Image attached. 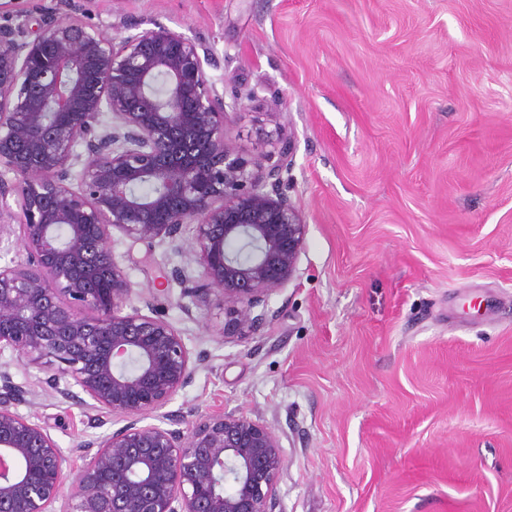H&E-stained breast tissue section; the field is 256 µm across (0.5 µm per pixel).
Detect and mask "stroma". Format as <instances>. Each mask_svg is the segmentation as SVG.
Masks as SVG:
<instances>
[{"label": "stroma", "mask_w": 512, "mask_h": 512, "mask_svg": "<svg viewBox=\"0 0 512 512\" xmlns=\"http://www.w3.org/2000/svg\"><path fill=\"white\" fill-rule=\"evenodd\" d=\"M113 35L165 25L206 47L244 157L276 112L305 251L254 335L186 314L195 257L113 236L133 295L200 356L165 411L246 412L280 437V512H512V0H0L34 38L51 12ZM17 404L82 465L120 420L62 399L12 351Z\"/></svg>", "instance_id": "obj_1"}]
</instances>
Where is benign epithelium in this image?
Wrapping results in <instances>:
<instances>
[{
	"instance_id": "7a95c632",
	"label": "benign epithelium",
	"mask_w": 512,
	"mask_h": 512,
	"mask_svg": "<svg viewBox=\"0 0 512 512\" xmlns=\"http://www.w3.org/2000/svg\"><path fill=\"white\" fill-rule=\"evenodd\" d=\"M214 66L162 25L114 37L51 13L32 41L0 27V241L16 219L26 253L0 266V353L51 367L62 398L125 421L79 444L68 484L67 457L13 409L27 390L0 370V512H277L284 458L267 424L243 412L185 431L144 423L191 384L194 361L157 292L141 296L148 313L125 311L112 251L117 231L195 254L197 274L176 278L199 310L223 307L226 336L262 327L295 276L307 224L284 193L292 131L277 117L259 129L265 150L240 156L227 134L239 104Z\"/></svg>"
}]
</instances>
